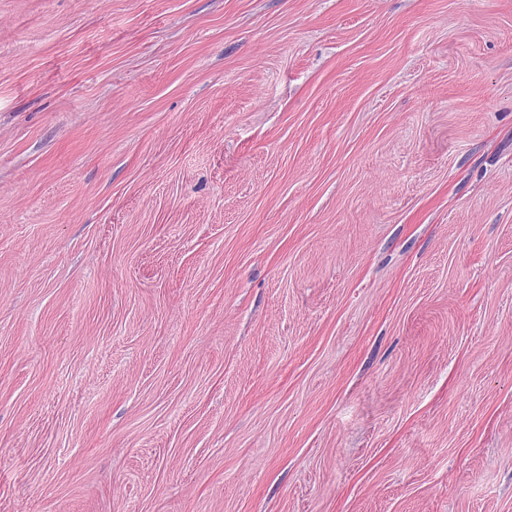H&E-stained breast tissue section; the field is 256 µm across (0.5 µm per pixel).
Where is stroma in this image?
<instances>
[{"label":"stroma","mask_w":512,"mask_h":512,"mask_svg":"<svg viewBox=\"0 0 512 512\" xmlns=\"http://www.w3.org/2000/svg\"><path fill=\"white\" fill-rule=\"evenodd\" d=\"M0 512H512V0H0Z\"/></svg>","instance_id":"stroma-1"}]
</instances>
